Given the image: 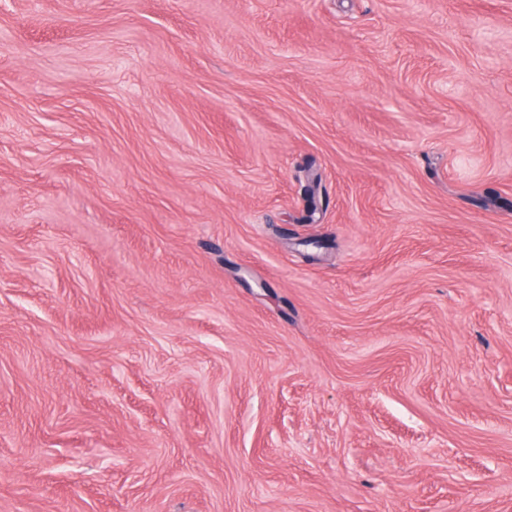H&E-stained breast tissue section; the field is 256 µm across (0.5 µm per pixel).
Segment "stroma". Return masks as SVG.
<instances>
[{
    "mask_svg": "<svg viewBox=\"0 0 512 512\" xmlns=\"http://www.w3.org/2000/svg\"><path fill=\"white\" fill-rule=\"evenodd\" d=\"M0 512H512V0H0Z\"/></svg>",
    "mask_w": 512,
    "mask_h": 512,
    "instance_id": "35a3bbf8",
    "label": "stroma"
}]
</instances>
